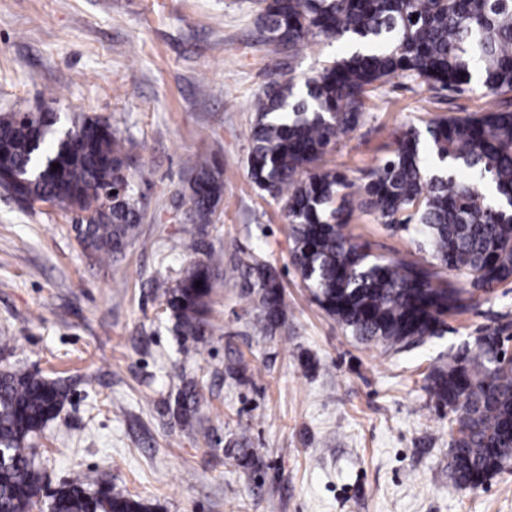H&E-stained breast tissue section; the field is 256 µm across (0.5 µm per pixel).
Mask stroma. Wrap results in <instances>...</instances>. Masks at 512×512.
<instances>
[{
    "label": "stroma",
    "mask_w": 512,
    "mask_h": 512,
    "mask_svg": "<svg viewBox=\"0 0 512 512\" xmlns=\"http://www.w3.org/2000/svg\"><path fill=\"white\" fill-rule=\"evenodd\" d=\"M255 0H0V111L51 103L61 117L99 116L129 142L127 170L144 210L120 260L84 251L72 217L28 208L0 190V336L13 364L69 388L38 440L44 491L79 472L147 500L155 512H512V471L464 491L448 478V419L426 377L479 329L512 323V284L449 318L442 335L393 352L345 333L312 300L290 263L288 219L247 169L251 104L271 73H310L340 57L318 40L302 56L272 52ZM480 84L429 91L395 78L341 136L330 164L349 177L383 159L401 122L490 109ZM224 166L215 249L243 247L274 265L286 326L253 335L230 275L215 282L211 326L183 359V340L156 282L195 259L181 245L193 157ZM374 252L413 253L411 235L354 214ZM243 358L248 382L224 374ZM202 400L175 413L182 380ZM245 433L252 468L226 446Z\"/></svg>",
    "instance_id": "stroma-1"
}]
</instances>
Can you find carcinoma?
Masks as SVG:
<instances>
[{"label":"carcinoma","instance_id":"obj_1","mask_svg":"<svg viewBox=\"0 0 512 512\" xmlns=\"http://www.w3.org/2000/svg\"><path fill=\"white\" fill-rule=\"evenodd\" d=\"M267 43L300 55L315 39L346 38L354 52L311 75L272 74L252 105L248 173L288 216L290 261L313 300L364 344L390 350L444 332L478 293L512 283V0H256ZM478 76L496 98L486 112L411 122L389 154L350 179L328 165L339 138L354 131L371 94L394 77L461 93ZM55 112H0V179L20 177L18 201L49 203L79 215L83 248L115 260L138 235L144 212L125 174L124 139L79 113L59 126ZM59 164L55 169L52 164ZM192 224L213 223L224 193L218 165H190ZM395 232L414 230L427 256L376 254L344 232L354 212ZM200 257L155 294L178 336L210 326V299L222 267L238 281L249 326L271 336L288 318L276 269L244 249L224 257L190 232ZM453 278H448V274ZM202 282L196 286V282ZM487 327L429 375L428 390L448 411V469L474 491L512 468V340ZM67 386L36 372L0 370V512H30L42 480L27 441L55 417ZM196 384L181 386L176 411H198ZM49 512H151L142 500L92 488L76 473L51 496Z\"/></svg>","mask_w":512,"mask_h":512}]
</instances>
